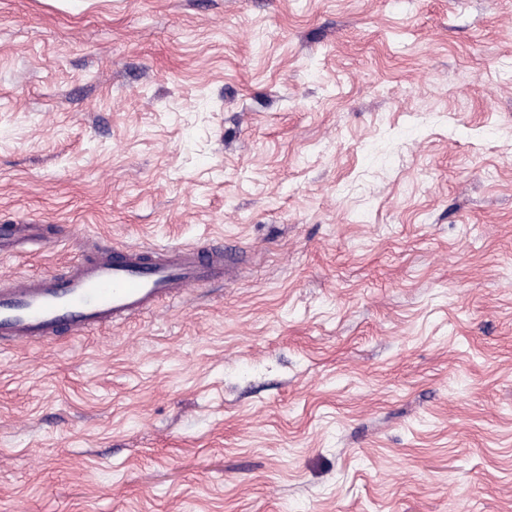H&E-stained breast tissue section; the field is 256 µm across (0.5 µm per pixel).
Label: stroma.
Masks as SVG:
<instances>
[{
    "mask_svg": "<svg viewBox=\"0 0 512 512\" xmlns=\"http://www.w3.org/2000/svg\"><path fill=\"white\" fill-rule=\"evenodd\" d=\"M234 246L0 351V512H512V0H0V225Z\"/></svg>",
    "mask_w": 512,
    "mask_h": 512,
    "instance_id": "stroma-1",
    "label": "stroma"
}]
</instances>
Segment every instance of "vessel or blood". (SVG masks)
<instances>
[{"label":"vessel or blood","instance_id":"vessel-or-blood-1","mask_svg":"<svg viewBox=\"0 0 512 512\" xmlns=\"http://www.w3.org/2000/svg\"><path fill=\"white\" fill-rule=\"evenodd\" d=\"M37 231L34 224L0 226V253ZM229 253L224 245L131 246L97 240L77 262L0 289V349L123 325L152 312L163 299L230 278Z\"/></svg>","mask_w":512,"mask_h":512}]
</instances>
